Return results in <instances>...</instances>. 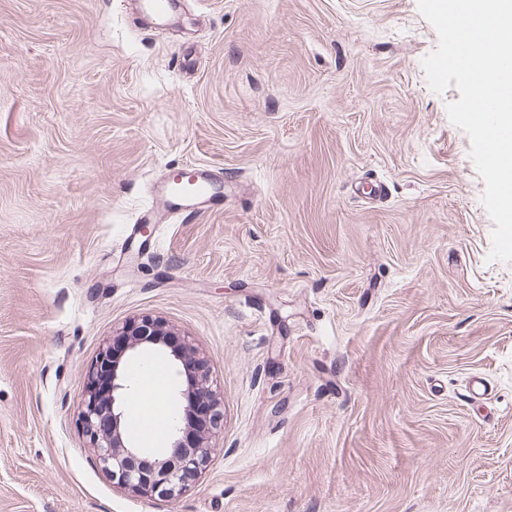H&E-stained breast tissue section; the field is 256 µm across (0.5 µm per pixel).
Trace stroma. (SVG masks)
<instances>
[{"mask_svg":"<svg viewBox=\"0 0 512 512\" xmlns=\"http://www.w3.org/2000/svg\"><path fill=\"white\" fill-rule=\"evenodd\" d=\"M143 2L0 0V512H512V262L416 0ZM190 163L223 208L135 234ZM145 314L224 403L154 501L80 421Z\"/></svg>","mask_w":512,"mask_h":512,"instance_id":"1","label":"stroma"}]
</instances>
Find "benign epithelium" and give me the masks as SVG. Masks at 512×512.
Wrapping results in <instances>:
<instances>
[{
	"instance_id": "benign-epithelium-1",
	"label": "benign epithelium",
	"mask_w": 512,
	"mask_h": 512,
	"mask_svg": "<svg viewBox=\"0 0 512 512\" xmlns=\"http://www.w3.org/2000/svg\"><path fill=\"white\" fill-rule=\"evenodd\" d=\"M148 351L169 358L180 378L174 396L184 407L169 431L167 448L144 467L143 449L125 432V403L129 362ZM80 419L102 472L113 485L148 501L178 495L202 473L224 425L222 399L189 336L150 315L126 321L103 344L87 373Z\"/></svg>"
}]
</instances>
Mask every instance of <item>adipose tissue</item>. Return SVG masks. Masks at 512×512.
I'll list each match as a JSON object with an SVG mask.
<instances>
[{"instance_id":"obj_1","label":"adipose tissue","mask_w":512,"mask_h":512,"mask_svg":"<svg viewBox=\"0 0 512 512\" xmlns=\"http://www.w3.org/2000/svg\"><path fill=\"white\" fill-rule=\"evenodd\" d=\"M134 381L131 410L144 419L137 435L143 445L152 447L160 440L154 421L168 420L171 415L167 378L156 368L138 364L134 367Z\"/></svg>"}]
</instances>
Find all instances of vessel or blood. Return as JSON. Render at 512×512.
<instances>
[{
	"instance_id": "b4317fda",
	"label": "vessel or blood",
	"mask_w": 512,
	"mask_h": 512,
	"mask_svg": "<svg viewBox=\"0 0 512 512\" xmlns=\"http://www.w3.org/2000/svg\"><path fill=\"white\" fill-rule=\"evenodd\" d=\"M157 198L171 214H184L192 209H214L221 202V189L206 166L188 165L169 175L159 187Z\"/></svg>"
}]
</instances>
